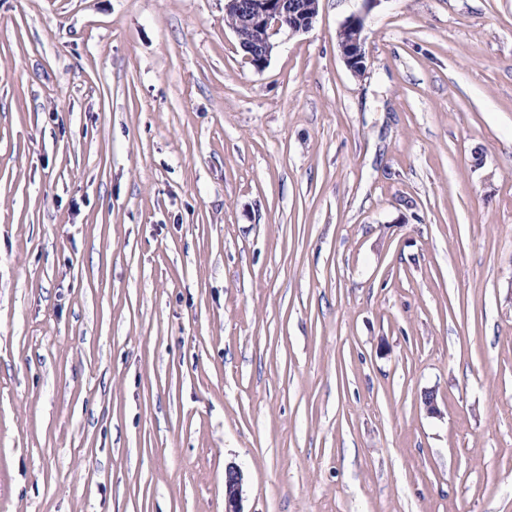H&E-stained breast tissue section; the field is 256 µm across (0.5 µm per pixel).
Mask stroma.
Returning <instances> with one entry per match:
<instances>
[{
  "mask_svg": "<svg viewBox=\"0 0 512 512\" xmlns=\"http://www.w3.org/2000/svg\"><path fill=\"white\" fill-rule=\"evenodd\" d=\"M364 9L0 0V512H512V0ZM319 11V0H303L296 10L288 8V0H224L225 23L231 26L241 45L248 32L264 31L265 40L255 54L247 55L249 62L262 68L275 48V39L282 32L299 34L307 32L313 25ZM231 18L235 19L232 20ZM246 46H240L247 54L249 47L262 40V33L256 32ZM365 9H371L380 0H363ZM368 10L352 13L340 25L336 39L341 56L347 68L360 75L366 70V17ZM241 478L235 468H229L225 480V512L241 511Z\"/></svg>",
  "mask_w": 512,
  "mask_h": 512,
  "instance_id": "stroma-1",
  "label": "stroma"
}]
</instances>
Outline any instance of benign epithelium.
<instances>
[{"mask_svg":"<svg viewBox=\"0 0 512 512\" xmlns=\"http://www.w3.org/2000/svg\"><path fill=\"white\" fill-rule=\"evenodd\" d=\"M365 11L349 15L340 25L336 39L347 68L355 75L366 70V17L367 11L381 0H363ZM319 11V0H303L296 10L288 8V0H224V16L236 20L232 27L238 41L254 30L264 32V41L249 62L263 67L275 48L276 37L283 33L299 34L308 31ZM241 478L231 467L225 480V512H241Z\"/></svg>","mask_w":512,"mask_h":512,"instance_id":"1","label":"benign epithelium"}]
</instances>
